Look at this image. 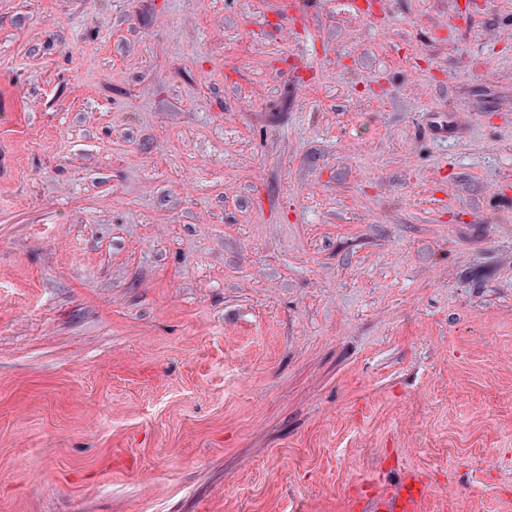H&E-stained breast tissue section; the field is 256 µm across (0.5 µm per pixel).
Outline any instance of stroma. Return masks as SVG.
<instances>
[{"label":"stroma","mask_w":512,"mask_h":512,"mask_svg":"<svg viewBox=\"0 0 512 512\" xmlns=\"http://www.w3.org/2000/svg\"><path fill=\"white\" fill-rule=\"evenodd\" d=\"M510 27L0 0V512H512ZM422 488L415 476L394 486L388 492L379 493L374 502L373 510L379 512H418L422 499Z\"/></svg>","instance_id":"obj_1"}]
</instances>
